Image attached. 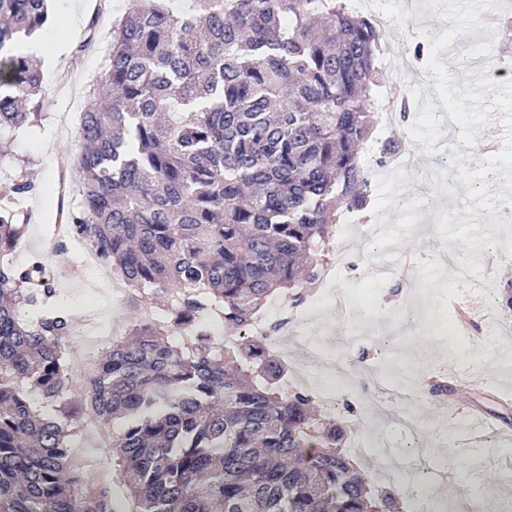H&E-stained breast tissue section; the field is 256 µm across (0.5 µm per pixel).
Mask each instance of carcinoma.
<instances>
[{
  "instance_id": "cac0c4a2",
  "label": "carcinoma",
  "mask_w": 512,
  "mask_h": 512,
  "mask_svg": "<svg viewBox=\"0 0 512 512\" xmlns=\"http://www.w3.org/2000/svg\"><path fill=\"white\" fill-rule=\"evenodd\" d=\"M51 20L48 0H0V135L40 116V69L18 45ZM380 36L350 0H130L113 22L71 226L127 288L170 304V321L112 339L85 378L86 406L121 422L132 512H395L398 488L369 483L347 430L288 390L261 340L226 349L199 324L218 310L245 331L273 295L301 298L342 212L367 208ZM33 189L17 165L9 192ZM24 234L0 211V512H115L70 459L80 412L47 416L28 397L66 389L72 320L49 304L45 265L1 260ZM188 328L183 345L162 340Z\"/></svg>"
}]
</instances>
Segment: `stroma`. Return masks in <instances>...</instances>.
<instances>
[{
  "mask_svg": "<svg viewBox=\"0 0 512 512\" xmlns=\"http://www.w3.org/2000/svg\"><path fill=\"white\" fill-rule=\"evenodd\" d=\"M393 21L384 42L402 47L381 95L392 108L408 103L406 147L412 164L374 181L370 212L385 233L370 244L348 225L336 227L335 247L347 249L349 265L340 275V301L366 307L353 336L341 328L338 303L322 302L310 324V340L335 355L337 422L350 440L384 437L398 464L410 465L398 498V512H420L423 500L467 499L482 482L481 512H512V450L500 436L475 448L457 437L440 438V420L449 428L469 422L473 410L505 422L512 431V353H504L499 322L512 321L502 308L501 290L512 279V223L496 221L505 183H512V75L489 77L474 93L470 77L482 63L512 50L487 23L502 0H379ZM127 0H51L50 24L35 38L33 52L42 73L41 116L13 138L16 159L27 161L35 188L16 202L26 223L23 242L45 253L54 302L72 319L64 349L72 364L61 400L34 396L45 414L82 400L87 366L96 362L113 337L130 335L133 311L166 319V303L149 294L113 299L111 274L83 265L72 249L44 250L54 225L66 223L79 204L73 159L78 148L81 108L102 73L112 23ZM425 46L415 60L416 45ZM391 253L396 274L368 278L371 260ZM488 286L480 293L458 280L457 267ZM375 368L394 379L380 394L358 371ZM455 371L457 398L440 405L430 394L433 379ZM413 415L419 430H402L397 419ZM114 424L85 412L71 426L70 457L90 479V489L107 486L117 502L126 494L111 463ZM454 458L453 473L415 470L421 458Z\"/></svg>",
  "mask_w": 512,
  "mask_h": 512,
  "instance_id": "obj_1",
  "label": "stroma"
}]
</instances>
